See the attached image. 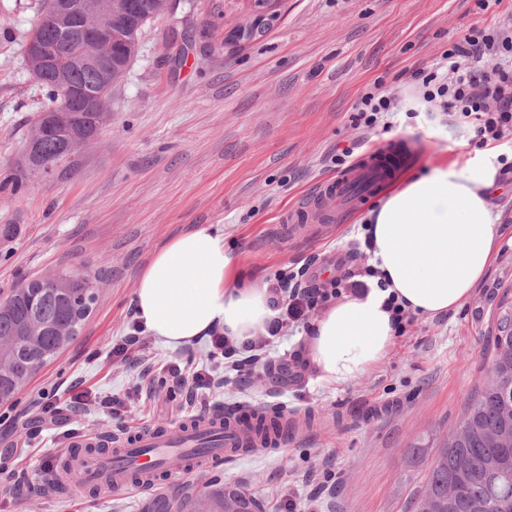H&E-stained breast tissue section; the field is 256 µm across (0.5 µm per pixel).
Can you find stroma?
Wrapping results in <instances>:
<instances>
[{"label": "stroma", "mask_w": 512, "mask_h": 512, "mask_svg": "<svg viewBox=\"0 0 512 512\" xmlns=\"http://www.w3.org/2000/svg\"><path fill=\"white\" fill-rule=\"evenodd\" d=\"M42 3L0 0V226L15 228L0 237V291L83 264L99 276V298L78 338L0 405V459L10 458L26 483L19 500L0 486V512H155L161 498L192 501L217 486L250 495L262 512H277L291 497L315 512H407L426 469L409 461V448L432 447L456 430L466 401L488 379L499 308L512 302L511 238L459 309L415 317L382 362L346 386L320 383L309 369L287 378L283 357L303 350L306 338L289 328L255 375L209 389L225 409L278 405L306 419L288 447L174 473L150 494L104 496L73 479L50 488L39 468L66 444L41 428L33 403L42 393L65 401L73 383L99 397L120 395L116 415L83 405L67 411L68 427L83 434L121 435L192 417L186 393H171L161 368L175 361L190 374L208 365V341L172 351L145 332L146 362L110 356L130 332L141 272L166 241L199 224L223 225L225 248L265 279L336 257L334 275L359 272L364 260L350 251L377 198L342 221L311 222L299 237L279 222L335 175L336 150L351 147L359 159L397 143L405 172L436 163L462 168L489 154L512 163V131L480 147L440 112L370 131L354 111L378 81L402 108L414 107V72L435 65L471 27L512 26V0H284L280 22L238 54L225 50L224 32L241 0H173L172 12L143 27L99 137L62 177L19 166L45 100L22 54Z\"/></svg>", "instance_id": "35a3bbf8"}]
</instances>
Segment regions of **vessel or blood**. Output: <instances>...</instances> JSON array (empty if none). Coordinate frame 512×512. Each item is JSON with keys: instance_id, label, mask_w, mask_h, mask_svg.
Segmentation results:
<instances>
[{"instance_id": "b4317fda", "label": "vessel or blood", "mask_w": 512, "mask_h": 512, "mask_svg": "<svg viewBox=\"0 0 512 512\" xmlns=\"http://www.w3.org/2000/svg\"><path fill=\"white\" fill-rule=\"evenodd\" d=\"M402 158L397 145L368 153L345 172L321 181L303 203L287 208L281 223L329 221L353 210L393 177ZM100 441L94 433L71 437L69 445L76 450L71 466L81 482L106 493L128 487L151 492L161 476L183 470L198 447H205L209 462L231 464L244 458L248 445L246 428L236 412L207 413L161 430L131 432L114 438L111 455H85V448Z\"/></svg>"}]
</instances>
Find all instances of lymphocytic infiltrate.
<instances>
[{
	"instance_id": "1",
	"label": "lymphocytic infiltrate",
	"mask_w": 512,
	"mask_h": 512,
	"mask_svg": "<svg viewBox=\"0 0 512 512\" xmlns=\"http://www.w3.org/2000/svg\"><path fill=\"white\" fill-rule=\"evenodd\" d=\"M496 59L492 71H482L483 58ZM414 79L427 111H440L468 124L479 144L500 140L512 131V30L472 27L462 41L453 43L441 62L430 69L416 71ZM359 126L372 130L394 126L398 110L396 99L381 87L364 93L355 106ZM270 304L276 315L265 334L236 340L221 333L210 343L212 363L192 376H185L179 364L168 363L164 372L173 387L209 388L220 366L246 378L262 363L268 346L284 327L307 325L311 313L341 298L344 292H357L359 284L333 279L329 287H301L293 276L277 274L268 281Z\"/></svg>"
}]
</instances>
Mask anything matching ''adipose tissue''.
Instances as JSON below:
<instances>
[{
	"label": "adipose tissue",
	"instance_id": "obj_1",
	"mask_svg": "<svg viewBox=\"0 0 512 512\" xmlns=\"http://www.w3.org/2000/svg\"><path fill=\"white\" fill-rule=\"evenodd\" d=\"M499 173L489 160L464 170L433 166L408 176L368 212L370 263L380 276L369 279L367 292L329 303L314 321L306 357L318 380L347 385L387 356L395 341L388 296L419 316L458 309L472 296L504 237L492 202ZM133 304L139 324L170 350L214 330L245 339L264 332L273 317L267 282L244 273L215 224L156 251Z\"/></svg>",
	"mask_w": 512,
	"mask_h": 512
}]
</instances>
